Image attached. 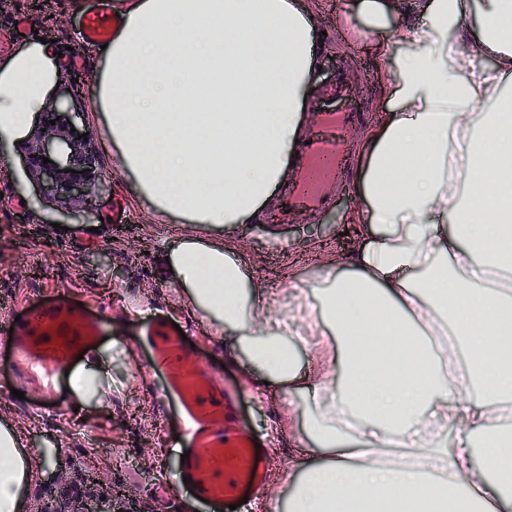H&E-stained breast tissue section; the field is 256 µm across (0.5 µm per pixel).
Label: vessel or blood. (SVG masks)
I'll return each mask as SVG.
<instances>
[{
	"mask_svg": "<svg viewBox=\"0 0 512 512\" xmlns=\"http://www.w3.org/2000/svg\"><path fill=\"white\" fill-rule=\"evenodd\" d=\"M118 25L112 11H83L81 38L87 44L110 41ZM313 105L322 109L323 123L294 153L297 179L283 198L284 209L268 213L267 221L280 224L290 212L330 209L351 177L348 137L367 124L369 114L350 94L346 61L337 60L333 79ZM104 324L103 317L92 314L87 305L38 302L20 325L23 340L17 351L51 374L102 343ZM147 334L166 368L169 392L193 423L184 445L189 456L180 464L179 473L187 477L195 495L204 499L207 512H227L229 506L260 490L263 451L236 429L234 401L188 361L183 339L173 324L157 319Z\"/></svg>",
	"mask_w": 512,
	"mask_h": 512,
	"instance_id": "obj_1",
	"label": "vessel or blood"
}]
</instances>
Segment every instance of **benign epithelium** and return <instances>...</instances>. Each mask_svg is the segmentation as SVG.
<instances>
[{"mask_svg":"<svg viewBox=\"0 0 512 512\" xmlns=\"http://www.w3.org/2000/svg\"><path fill=\"white\" fill-rule=\"evenodd\" d=\"M65 113L66 108L58 101L46 104L40 125L26 147L25 168L38 181L51 185V191L83 197L98 179L96 157L90 142L71 131ZM45 157L50 159L47 164L43 163Z\"/></svg>","mask_w":512,"mask_h":512,"instance_id":"1","label":"benign epithelium"}]
</instances>
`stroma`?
Returning a JSON list of instances; mask_svg holds the SVG:
<instances>
[{"label":"stroma","mask_w":512,"mask_h":512,"mask_svg":"<svg viewBox=\"0 0 512 512\" xmlns=\"http://www.w3.org/2000/svg\"><path fill=\"white\" fill-rule=\"evenodd\" d=\"M89 0H40L34 14L28 0H0V66L16 51L49 40L61 76L52 98L67 103L73 121L90 139L101 175L86 203L64 209L24 166L17 139H0V320L27 314L32 303L80 300L106 311L109 337L98 346L101 380L112 388V402L94 398L75 403L68 379L46 381L16 354L0 347V420L20 426L34 461L51 458L32 481L26 512L47 503L82 504L96 512L101 502L122 496L136 512H182L173 492L178 479L183 423L165 395V372L145 332L157 317L179 324L193 347V362L234 398L244 431L266 448L271 463L266 482L249 512H289L292 481L285 464L312 447L305 420L282 428L286 397L276 387L255 395L244 384L252 368L245 356L228 362L224 343L211 336L202 314L190 311L167 258L183 236L221 239L248 273V290L270 289L280 308L297 306L301 285H314L319 258L329 252H355L344 231L353 194L318 216L301 215L266 226L257 218L215 228L165 214L146 198L107 131V115L96 83L105 67L96 46L84 44L80 15ZM313 13L326 36L318 57L317 82L332 79L335 55L352 62L358 97L379 115L385 101L383 70L406 53L396 46L378 67L360 0H295ZM26 32H18L16 21ZM74 47L79 66L61 55ZM125 206L121 226L108 222L112 203Z\"/></svg>","instance_id":"35a3bbf8"}]
</instances>
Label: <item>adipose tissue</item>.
I'll list each match as a JSON object with an SVG mask.
<instances>
[{
    "mask_svg": "<svg viewBox=\"0 0 512 512\" xmlns=\"http://www.w3.org/2000/svg\"><path fill=\"white\" fill-rule=\"evenodd\" d=\"M380 57L411 47L385 79L386 105L356 194L367 243L338 275L325 257L306 319L320 343L276 312L273 295L242 299L247 274L224 241L184 237L169 256L189 304L231 354L259 370L255 391L276 386L312 412L309 456L292 459L289 512H512V481L489 479L499 454L475 465L473 438L496 431L512 448L497 370L512 369V0H362ZM124 24L102 55L99 94L109 134L145 194L167 214L197 224H240L282 179L315 82L321 32L294 0H129ZM464 45L455 52L449 38ZM492 57L487 68L474 58ZM59 75L45 43L0 67V136H19ZM465 164L466 192L449 175ZM418 284H411L412 274ZM453 314V341H422L438 307ZM309 365L301 370L297 354ZM100 363L69 376L77 401L112 399ZM455 427L453 440L441 437ZM417 439L421 460L449 461L464 494H435L416 470L389 462L391 443ZM35 475L22 434L0 423V512H20Z\"/></svg>",
    "mask_w": 512,
    "mask_h": 512,
    "instance_id": "obj_1",
    "label": "adipose tissue"
}]
</instances>
